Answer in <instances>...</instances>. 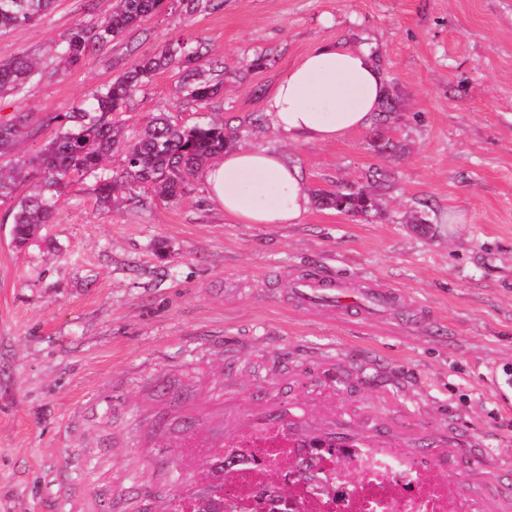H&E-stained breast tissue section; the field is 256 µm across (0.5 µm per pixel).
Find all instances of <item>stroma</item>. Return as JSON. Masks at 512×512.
Instances as JSON below:
<instances>
[{
	"instance_id": "1",
	"label": "stroma",
	"mask_w": 512,
	"mask_h": 512,
	"mask_svg": "<svg viewBox=\"0 0 512 512\" xmlns=\"http://www.w3.org/2000/svg\"><path fill=\"white\" fill-rule=\"evenodd\" d=\"M113 0H56L36 24L0 31V61L37 55L16 108L37 153L50 118L154 53L203 40L224 68L222 107L154 75L134 111L231 121L246 149L279 153L309 190L387 182L376 208L318 205L298 224H237L203 181L176 200L100 206L72 180L25 248L0 203V512H158L219 448L269 425L399 451L453 479L471 512H512V0H224L166 6L85 66L52 46L108 16ZM322 44L374 53L393 106L332 143L294 141L267 96ZM429 225L418 228L417 217ZM393 292L369 316L299 304L302 278Z\"/></svg>"
}]
</instances>
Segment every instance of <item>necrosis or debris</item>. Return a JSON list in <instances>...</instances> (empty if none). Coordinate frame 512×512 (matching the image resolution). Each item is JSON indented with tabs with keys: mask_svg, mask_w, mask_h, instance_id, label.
<instances>
[{
	"mask_svg": "<svg viewBox=\"0 0 512 512\" xmlns=\"http://www.w3.org/2000/svg\"><path fill=\"white\" fill-rule=\"evenodd\" d=\"M224 468V512H464L454 499L455 483L412 463L399 452L340 448L327 455L300 448L270 427L248 433L234 444ZM306 461V477L286 483L288 459ZM289 484L288 497L275 486Z\"/></svg>",
	"mask_w": 512,
	"mask_h": 512,
	"instance_id": "4bbe7bcc",
	"label": "necrosis or debris"
}]
</instances>
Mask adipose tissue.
<instances>
[{
  "label": "adipose tissue",
  "mask_w": 512,
  "mask_h": 512,
  "mask_svg": "<svg viewBox=\"0 0 512 512\" xmlns=\"http://www.w3.org/2000/svg\"><path fill=\"white\" fill-rule=\"evenodd\" d=\"M384 97L371 51L322 45L279 78L266 110L292 140L334 142L369 125ZM202 179L210 201L240 224H297L311 205L298 169L262 149L227 151L203 170Z\"/></svg>",
  "instance_id": "1"
}]
</instances>
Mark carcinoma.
Listing matches in <instances>:
<instances>
[{
	"label": "carcinoma",
	"mask_w": 512,
	"mask_h": 512,
	"mask_svg": "<svg viewBox=\"0 0 512 512\" xmlns=\"http://www.w3.org/2000/svg\"><path fill=\"white\" fill-rule=\"evenodd\" d=\"M56 0H0V28L27 25L47 15ZM167 0H115L112 13L88 25L78 24L58 42V57L69 68L87 63L90 55L120 40L149 21ZM203 45L192 48L181 38H169L134 68L92 88L69 111L53 117L56 130L36 155L10 162L0 170V199L13 201V242L25 246L38 229L51 223L61 196L72 177L93 181V192L102 206L140 198L139 191L165 201L189 191L205 164L228 148L237 147L239 130L224 123L192 126L172 121L164 112L145 118L138 136L130 139L119 119L133 110L137 91L159 71L181 70L178 94L201 109H209L224 89L223 71L202 63ZM39 73L28 56L0 62V98L23 101L27 86ZM31 134L28 116L19 111L0 121V158L10 155L16 138ZM122 155L121 165L104 166L112 154ZM33 181L30 193L16 196L20 185ZM318 205L338 212L366 213L376 206L377 194L365 189L338 187L315 192ZM222 456H209L194 482L197 512H223L222 486L213 482L224 471Z\"/></svg>",
	"instance_id": "cac0c4a2"
}]
</instances>
